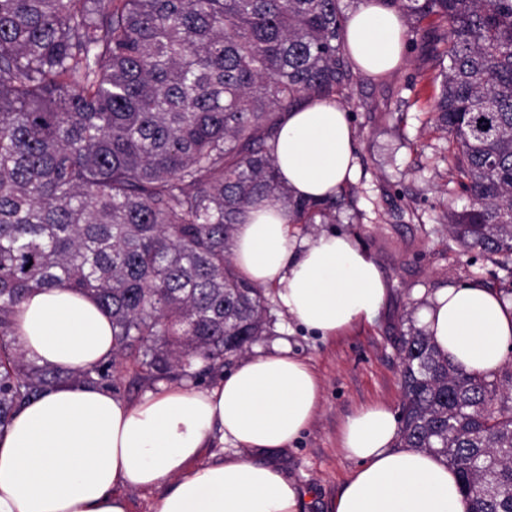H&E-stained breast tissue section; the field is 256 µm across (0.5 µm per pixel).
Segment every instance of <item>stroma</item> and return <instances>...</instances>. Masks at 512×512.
<instances>
[{
	"label": "stroma",
	"instance_id": "1",
	"mask_svg": "<svg viewBox=\"0 0 512 512\" xmlns=\"http://www.w3.org/2000/svg\"><path fill=\"white\" fill-rule=\"evenodd\" d=\"M436 25L424 20L408 31L403 64L383 78L357 74L349 108L357 140L359 174L346 191L363 211L349 223L340 211L337 231L352 235L373 254L391 284L377 316L332 340L305 332L271 309L266 350L289 343L321 380L319 408L301 437L278 459L310 504L307 512H332L356 464L339 450L340 429L359 408L398 409L402 391L396 338L423 295L478 280L504 279L479 251H463L438 217L457 199L446 157L448 141L431 126L436 71L422 38Z\"/></svg>",
	"mask_w": 512,
	"mask_h": 512
}]
</instances>
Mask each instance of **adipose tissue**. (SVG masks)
Wrapping results in <instances>:
<instances>
[{"mask_svg":"<svg viewBox=\"0 0 512 512\" xmlns=\"http://www.w3.org/2000/svg\"><path fill=\"white\" fill-rule=\"evenodd\" d=\"M396 9L364 0L350 13L345 44L360 70L385 75L404 59ZM271 153L294 195L329 199L356 177V138L335 101H307L284 113ZM233 261L242 276L272 289L282 312L332 339L385 304L390 283L351 236H300L287 208L261 199L236 225ZM420 327L450 362L496 372L512 351V299L473 281L429 294ZM15 339L40 364L80 370L112 355V324L91 299L64 286L27 295ZM321 381L290 348L245 358L217 385L147 393L129 404L96 386L58 385L0 432V512H131L129 489H163L155 512H303L295 482L259 452L285 450L319 408ZM233 451L206 464L212 432ZM384 404L361 407L340 436L356 463L335 512H465L457 473L438 456L399 443Z\"/></svg>","mask_w":512,"mask_h":512,"instance_id":"obj_1","label":"adipose tissue"}]
</instances>
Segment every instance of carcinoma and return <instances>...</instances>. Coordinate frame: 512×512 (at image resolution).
<instances>
[{
    "label": "carcinoma",
    "instance_id": "cac0c4a2",
    "mask_svg": "<svg viewBox=\"0 0 512 512\" xmlns=\"http://www.w3.org/2000/svg\"><path fill=\"white\" fill-rule=\"evenodd\" d=\"M361 0H0V431L63 382L127 363L155 382L223 366L264 335L273 291L239 275L254 202L334 224L297 198L268 142L281 113L351 88ZM436 18L433 122L466 203L450 234L512 273V0H380ZM66 285L112 322V358L75 372L16 344L14 314ZM403 447L459 475L465 512H512V370L476 374L414 325L400 333Z\"/></svg>",
    "mask_w": 512,
    "mask_h": 512
}]
</instances>
